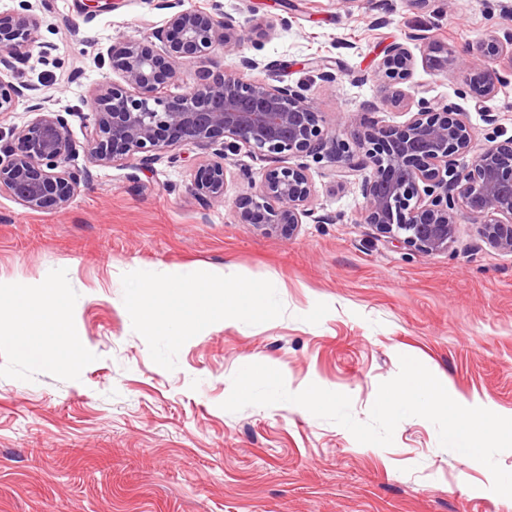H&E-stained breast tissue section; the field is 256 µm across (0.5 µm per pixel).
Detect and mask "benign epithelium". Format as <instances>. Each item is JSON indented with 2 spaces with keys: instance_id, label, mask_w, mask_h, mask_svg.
<instances>
[{
  "instance_id": "obj_1",
  "label": "benign epithelium",
  "mask_w": 512,
  "mask_h": 512,
  "mask_svg": "<svg viewBox=\"0 0 512 512\" xmlns=\"http://www.w3.org/2000/svg\"><path fill=\"white\" fill-rule=\"evenodd\" d=\"M169 10L163 26L144 40L112 44L100 65L120 82L100 86L89 114L82 116L85 141L70 134L68 117L45 107L35 88L16 83L17 63L36 43L38 17L0 13V117L28 101L37 116L11 129L0 145V193L39 211L67 205L89 183L88 168L72 164L85 152L90 164L121 165L131 160L150 168L178 146H197L211 159L195 167L192 191L205 206L224 201L225 160L245 147L260 155L295 158L327 156L346 179L368 170L362 180L364 223L391 242L423 255L448 251L462 214L479 225L486 244L512 252V139L480 144L465 113L428 101L401 126L381 129L364 107L352 136L362 153L359 163L343 161L344 148L324 127L321 113L301 85L249 77L259 63L241 57V69L206 73L195 86L172 95L179 68L211 57L218 49L242 52L245 44L270 37L272 26L247 24L227 12H213L194 0H161ZM508 57L496 69L484 60ZM427 66L440 73L459 63L448 45L427 41ZM415 57L403 43L387 47L374 79L384 89L383 106L411 109L410 98L397 85L407 80ZM467 85L477 99L494 95L512 83V30L505 29L480 44L464 62ZM472 156L461 167L460 157ZM313 183L305 163L265 170L259 186H250L240 202L239 220L265 234L290 238L314 217Z\"/></svg>"
}]
</instances>
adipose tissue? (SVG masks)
I'll return each instance as SVG.
<instances>
[{"label": "adipose tissue", "instance_id": "1", "mask_svg": "<svg viewBox=\"0 0 512 512\" xmlns=\"http://www.w3.org/2000/svg\"><path fill=\"white\" fill-rule=\"evenodd\" d=\"M199 278L194 274H175L169 277L160 300H143L139 307L143 327L150 332L160 325L159 311L163 304L177 301L186 308L190 320L199 327L211 322V307L198 297ZM61 293L58 283L50 282L42 288L30 291L15 288L10 292V311L0 314V334L8 336L16 349L38 365L56 369L77 361L80 348L64 315H57L52 321H45L44 314ZM52 334L55 347H48L45 334Z\"/></svg>", "mask_w": 512, "mask_h": 512}]
</instances>
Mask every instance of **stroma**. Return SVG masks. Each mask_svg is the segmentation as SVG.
Segmentation results:
<instances>
[{"mask_svg": "<svg viewBox=\"0 0 512 512\" xmlns=\"http://www.w3.org/2000/svg\"><path fill=\"white\" fill-rule=\"evenodd\" d=\"M211 10L272 25L243 54L216 51L181 68L174 92L205 72L232 71L241 56L275 65L304 85L338 142L362 104L385 48L409 45L418 62L405 89L466 113L479 140L512 139V84L477 100L461 70L421 62L414 35L448 44L458 57L512 28L506 0H198ZM39 40L16 79L46 106L79 113L112 80L97 59L121 39L164 24L158 0H49ZM335 82L320 81L314 62ZM496 123L485 120L486 112ZM177 162L89 166L92 179L65 207L33 211L0 194V288H63L55 306L81 345L76 365L46 369L0 335V512H512L481 463L440 446L436 427L402 420L391 446L362 444L346 428L292 403L222 409L234 374L262 363L290 392L309 384L350 396L355 419L370 415L378 386L400 356L423 363L456 401L512 417V252L486 245L462 217L448 251L431 256L394 246L365 224L361 175L341 180L329 158L309 160L319 224L286 239L240 223L236 204L288 157L248 151L226 162L225 199L202 207L191 191L205 150L176 148ZM221 268L255 284L249 324L224 315L222 294L204 329L147 333L136 305L146 282L171 272Z\"/></svg>", "mask_w": 512, "mask_h": 512, "instance_id": "stroma-1", "label": "stroma"}]
</instances>
